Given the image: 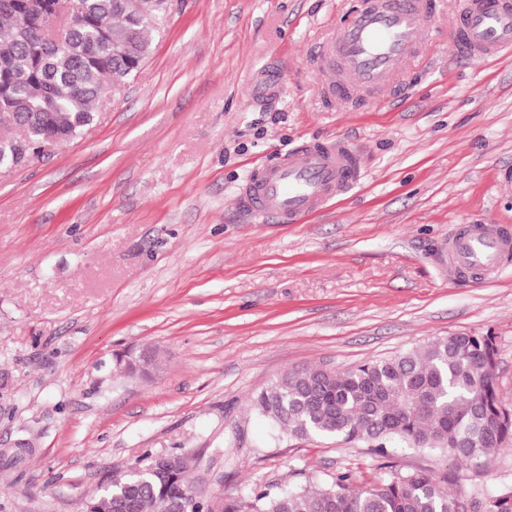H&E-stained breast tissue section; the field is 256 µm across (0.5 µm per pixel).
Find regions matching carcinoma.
Returning <instances> with one entry per match:
<instances>
[{
    "instance_id": "carcinoma-1",
    "label": "carcinoma",
    "mask_w": 512,
    "mask_h": 512,
    "mask_svg": "<svg viewBox=\"0 0 512 512\" xmlns=\"http://www.w3.org/2000/svg\"><path fill=\"white\" fill-rule=\"evenodd\" d=\"M152 23L135 16V0H79L73 24L55 34L0 0V146L30 130L35 142L72 140L95 120L104 85L118 88L152 49ZM120 43L127 45L121 55ZM497 349L489 336L458 333L343 373L292 369L252 399L293 439L361 442L380 457L398 440L418 450L483 466L512 439V420L496 392ZM185 453L147 454L84 497L81 512H179L187 481ZM220 512H459L448 478L393 470L360 486L351 470L321 486L259 490L226 499ZM487 512H512V489L496 491Z\"/></svg>"
}]
</instances>
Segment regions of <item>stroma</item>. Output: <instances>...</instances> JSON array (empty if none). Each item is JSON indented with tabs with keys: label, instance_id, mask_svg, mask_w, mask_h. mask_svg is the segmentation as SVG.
Returning a JSON list of instances; mask_svg holds the SVG:
<instances>
[{
	"label": "stroma",
	"instance_id": "obj_1",
	"mask_svg": "<svg viewBox=\"0 0 512 512\" xmlns=\"http://www.w3.org/2000/svg\"><path fill=\"white\" fill-rule=\"evenodd\" d=\"M172 4L81 136L0 168V448H35L0 464V512H79L113 472L178 448L215 501L346 468L381 483L366 445L280 437L251 399L291 369L440 336L493 337L512 414V266L452 281L447 265L455 225H512V57L458 62L441 0L404 92L353 111L325 96L312 42L353 0ZM316 139L361 148L359 186L297 224L238 207L253 166ZM149 346L159 370L127 378ZM393 460L447 477L466 512L512 486L510 442L481 469L402 445Z\"/></svg>",
	"mask_w": 512,
	"mask_h": 512
}]
</instances>
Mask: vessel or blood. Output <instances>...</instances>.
Returning <instances> with one entry per match:
<instances>
[{
	"instance_id": "1",
	"label": "vessel or blood",
	"mask_w": 512,
	"mask_h": 512,
	"mask_svg": "<svg viewBox=\"0 0 512 512\" xmlns=\"http://www.w3.org/2000/svg\"><path fill=\"white\" fill-rule=\"evenodd\" d=\"M439 7L440 0H364L347 21L317 35L322 83L342 105L379 103L399 84L403 65L425 54ZM449 48L471 62L512 56V0H457ZM364 175L360 149L339 140L312 142L253 167L240 203L298 221L350 192ZM511 261L512 232L503 224H461L448 242V270L459 277H491Z\"/></svg>"
}]
</instances>
